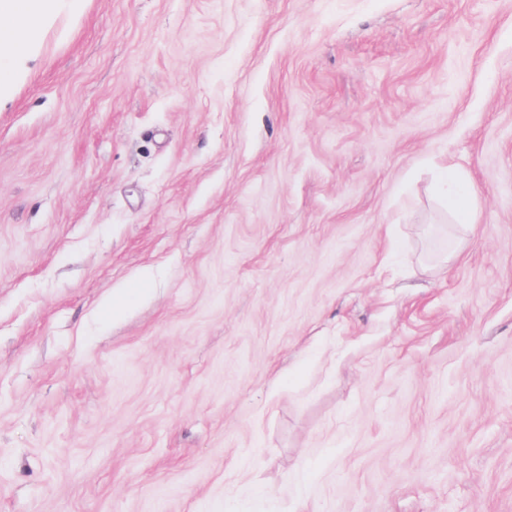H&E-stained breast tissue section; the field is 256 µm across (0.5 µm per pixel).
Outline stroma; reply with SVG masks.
Returning <instances> with one entry per match:
<instances>
[{
    "label": "stroma",
    "mask_w": 512,
    "mask_h": 512,
    "mask_svg": "<svg viewBox=\"0 0 512 512\" xmlns=\"http://www.w3.org/2000/svg\"><path fill=\"white\" fill-rule=\"evenodd\" d=\"M0 512H512V0L49 29L0 104ZM444 181L447 184L444 196L448 199V205L456 214L458 222L469 227L474 226L476 218L474 190L470 186H465L464 181L454 175Z\"/></svg>",
    "instance_id": "obj_1"
}]
</instances>
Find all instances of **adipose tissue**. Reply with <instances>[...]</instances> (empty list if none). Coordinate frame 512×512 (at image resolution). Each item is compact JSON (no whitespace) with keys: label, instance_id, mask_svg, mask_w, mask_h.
Masks as SVG:
<instances>
[{"label":"adipose tissue","instance_id":"1","mask_svg":"<svg viewBox=\"0 0 512 512\" xmlns=\"http://www.w3.org/2000/svg\"><path fill=\"white\" fill-rule=\"evenodd\" d=\"M83 0H0V101L9 99L35 60L41 36L61 12L79 15Z\"/></svg>","mask_w":512,"mask_h":512}]
</instances>
